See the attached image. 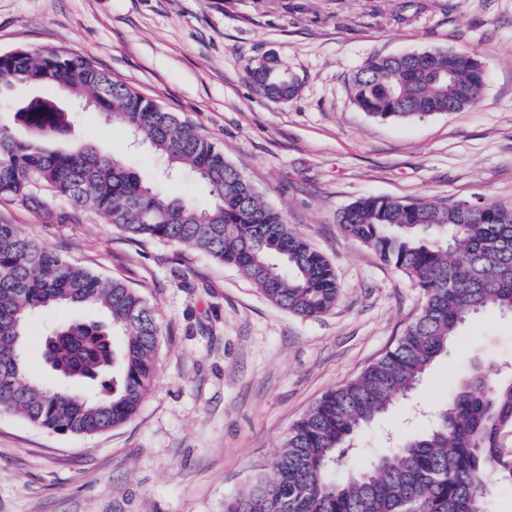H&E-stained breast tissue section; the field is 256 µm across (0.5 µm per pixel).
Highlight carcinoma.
Returning <instances> with one entry per match:
<instances>
[{"label": "carcinoma", "mask_w": 512, "mask_h": 512, "mask_svg": "<svg viewBox=\"0 0 512 512\" xmlns=\"http://www.w3.org/2000/svg\"><path fill=\"white\" fill-rule=\"evenodd\" d=\"M52 86L91 105L100 118L147 144L176 178L204 183L209 199L169 198L121 160L65 141L72 116L47 98L10 105L20 138L0 124V198L35 212L64 200L132 237L177 243L236 268L270 303L300 317L331 310L339 299L334 267L289 228L194 126L98 68L57 51L0 53V78ZM468 67L448 81L447 52L377 57L353 80L354 104L382 121L420 118L477 99ZM422 293L418 317L395 347L355 379L326 392L284 437L269 471L224 502V512H487L498 483L512 487V378L496 364L477 365L448 390L431 427L406 435L370 470L338 477L351 439L403 401L467 320L482 311L512 316V205L363 197L337 218ZM101 310L109 325L51 324L44 358L66 384L48 392L14 358L15 337L31 315L62 304ZM161 326L140 294L39 246L14 224H0V409L50 432L91 436L131 418L155 381Z\"/></svg>", "instance_id": "obj_1"}]
</instances>
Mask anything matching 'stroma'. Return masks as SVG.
<instances>
[{"instance_id":"stroma-1","label":"stroma","mask_w":512,"mask_h":512,"mask_svg":"<svg viewBox=\"0 0 512 512\" xmlns=\"http://www.w3.org/2000/svg\"><path fill=\"white\" fill-rule=\"evenodd\" d=\"M17 47L84 56L198 127L332 263L341 295L303 318L206 253L131 238L64 202L50 217L0 199V223L121 280L163 330L152 388L111 430L56 434L0 410V512H224L268 470L288 429L392 348L422 306L407 276L346 235L338 214L368 195L512 205V0H0V53ZM433 49L482 62L471 106L380 121L354 104L352 78L369 57ZM269 54L298 82L288 101L257 95L248 80ZM71 140L168 197L206 194L192 176L161 179L152 152L96 113L79 115ZM76 316L96 313L63 306L31 318L29 378L57 385L43 326ZM480 361L512 364V319L472 317L412 405L365 429L350 469L369 466L388 434L422 430Z\"/></svg>"}]
</instances>
